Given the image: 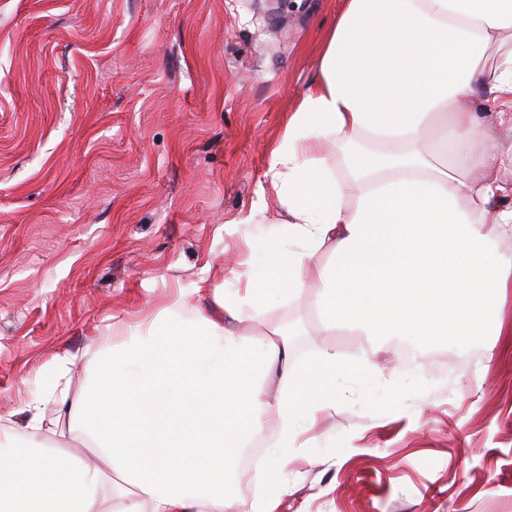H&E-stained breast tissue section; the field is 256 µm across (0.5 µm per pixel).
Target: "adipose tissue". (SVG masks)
I'll return each instance as SVG.
<instances>
[{"label": "adipose tissue", "instance_id": "ef3b65f1", "mask_svg": "<svg viewBox=\"0 0 512 512\" xmlns=\"http://www.w3.org/2000/svg\"><path fill=\"white\" fill-rule=\"evenodd\" d=\"M511 32L512 0H343L317 77L269 153L287 240L251 242L261 260L244 288L196 286L209 313L177 299L94 353L96 383L79 396L56 356L31 424L55 403L96 461L16 444L0 453V512H278L299 429L340 376L376 370L377 349L356 366L329 351L296 366L287 333L238 328L275 300L316 307L324 330L400 336L417 350L503 335L512 254L496 243L512 233V183L486 172L492 136L479 113L512 130ZM265 410L280 435L248 503L234 487Z\"/></svg>", "mask_w": 512, "mask_h": 512}]
</instances>
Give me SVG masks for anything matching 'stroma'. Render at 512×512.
Instances as JSON below:
<instances>
[{"instance_id":"stroma-1","label":"stroma","mask_w":512,"mask_h":512,"mask_svg":"<svg viewBox=\"0 0 512 512\" xmlns=\"http://www.w3.org/2000/svg\"><path fill=\"white\" fill-rule=\"evenodd\" d=\"M341 0H0V448L70 451L25 403L55 355L72 393L136 325L207 281L238 287L249 241L285 235L265 173ZM265 197L263 224L244 218ZM273 303L298 363L358 360L361 333ZM505 337L384 336L299 434L279 512H512Z\"/></svg>"}]
</instances>
